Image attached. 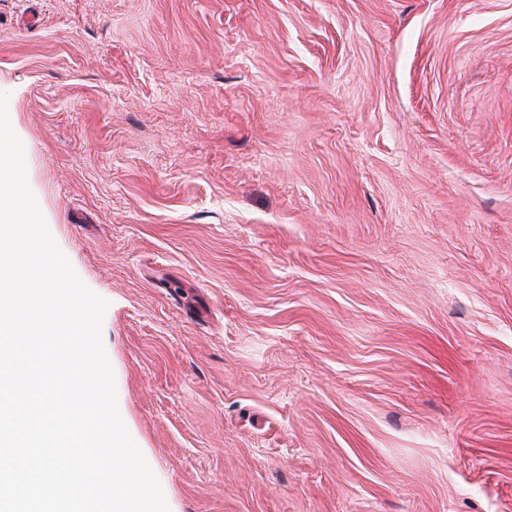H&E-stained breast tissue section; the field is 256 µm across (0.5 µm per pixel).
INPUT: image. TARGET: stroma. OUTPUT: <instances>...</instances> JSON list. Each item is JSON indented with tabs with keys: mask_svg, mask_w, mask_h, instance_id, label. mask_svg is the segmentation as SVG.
Returning a JSON list of instances; mask_svg holds the SVG:
<instances>
[{
	"mask_svg": "<svg viewBox=\"0 0 512 512\" xmlns=\"http://www.w3.org/2000/svg\"><path fill=\"white\" fill-rule=\"evenodd\" d=\"M0 84L170 512H512V0H0Z\"/></svg>",
	"mask_w": 512,
	"mask_h": 512,
	"instance_id": "35a3bbf8",
	"label": "stroma"
}]
</instances>
